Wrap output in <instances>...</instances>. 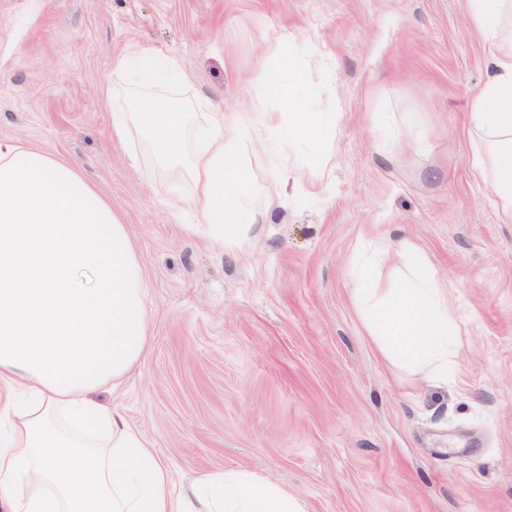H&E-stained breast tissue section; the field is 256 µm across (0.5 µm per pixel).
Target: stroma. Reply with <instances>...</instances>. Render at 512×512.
<instances>
[{"mask_svg":"<svg viewBox=\"0 0 512 512\" xmlns=\"http://www.w3.org/2000/svg\"><path fill=\"white\" fill-rule=\"evenodd\" d=\"M284 28L329 81V161L228 249L185 170L112 120L144 52L183 64L189 130L263 106ZM487 65L464 0H0V138L76 167L127 225L150 341L97 397L176 479L246 471L307 512H512V222L470 164ZM403 239L460 328L444 383L384 359L349 299L354 259Z\"/></svg>","mask_w":512,"mask_h":512,"instance_id":"35a3bbf8","label":"stroma"}]
</instances>
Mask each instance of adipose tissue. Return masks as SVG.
I'll list each match as a JSON object with an SVG mask.
<instances>
[{
  "label": "adipose tissue",
  "mask_w": 512,
  "mask_h": 512,
  "mask_svg": "<svg viewBox=\"0 0 512 512\" xmlns=\"http://www.w3.org/2000/svg\"><path fill=\"white\" fill-rule=\"evenodd\" d=\"M494 70L471 102L512 215V0H465ZM147 309L126 224L73 166L0 138V512H306L244 471L184 484L143 432L96 400L143 357Z\"/></svg>",
  "instance_id": "1"
}]
</instances>
